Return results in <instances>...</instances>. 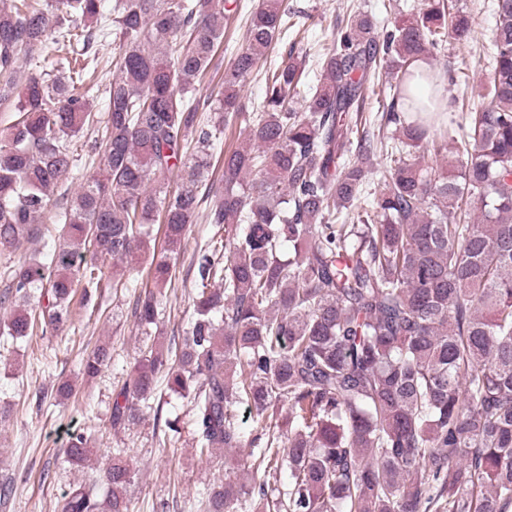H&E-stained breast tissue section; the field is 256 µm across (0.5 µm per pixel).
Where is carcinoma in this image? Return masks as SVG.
Wrapping results in <instances>:
<instances>
[{"instance_id": "carcinoma-1", "label": "carcinoma", "mask_w": 512, "mask_h": 512, "mask_svg": "<svg viewBox=\"0 0 512 512\" xmlns=\"http://www.w3.org/2000/svg\"><path fill=\"white\" fill-rule=\"evenodd\" d=\"M240 0H13L0 9V245L42 235L50 190L74 168L73 138L94 123L83 72L112 38L119 75L92 150L98 176L71 197L58 241L13 270L0 301L20 302L0 329L12 340L54 334L102 287L107 264L151 252L149 289L133 304L157 322L188 226L209 197L214 233L193 254V316L170 355L145 345L112 402L111 424L145 413L180 439L179 419L153 407L154 381L188 401L199 459L249 449L243 472L208 489L192 512H512V0H494L487 102L459 140L429 128L414 61L469 20L445 3L378 30L358 13L316 57L322 78L292 105L306 59L289 50L265 71L260 111L241 85L274 42L299 33L288 0H260L247 47L224 68V95L196 93L215 65L224 19ZM71 48L52 72L25 71L48 40ZM391 78L383 111L364 115L379 68ZM214 113L203 124L199 113ZM245 141L224 152L222 185L205 183L232 123ZM395 128L399 138L389 135ZM426 143L410 157L408 147ZM455 144L454 164L434 167ZM390 165L365 187L374 156ZM180 186L169 190L174 178ZM162 220L160 247L149 225ZM99 347L84 370L98 373ZM255 413L245 435L237 407ZM95 445L75 430L80 464ZM128 449L104 475L62 496L60 512H134ZM288 484L279 487L283 470Z\"/></svg>"}]
</instances>
